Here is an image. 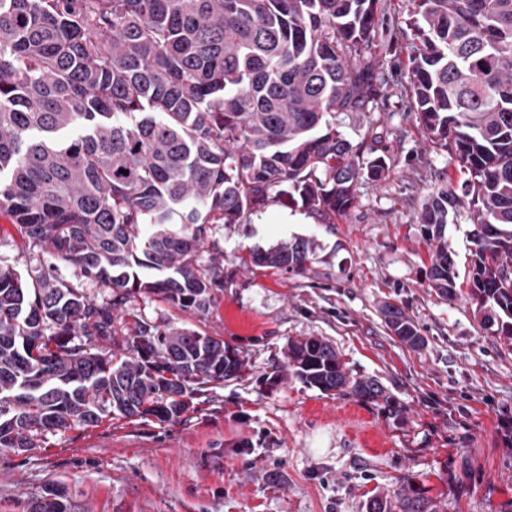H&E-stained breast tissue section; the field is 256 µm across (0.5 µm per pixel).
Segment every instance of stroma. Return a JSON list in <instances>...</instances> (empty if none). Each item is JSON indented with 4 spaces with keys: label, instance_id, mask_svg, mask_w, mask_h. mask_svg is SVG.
I'll return each mask as SVG.
<instances>
[{
    "label": "stroma",
    "instance_id": "stroma-1",
    "mask_svg": "<svg viewBox=\"0 0 512 512\" xmlns=\"http://www.w3.org/2000/svg\"><path fill=\"white\" fill-rule=\"evenodd\" d=\"M389 82L368 112H340L353 142L373 141L388 170L362 178L336 223L274 203L241 224H214L205 250L224 257V290L188 314L154 296L126 300L115 324L190 327L238 348V379L198 394L180 420L107 419L38 436L33 449H0V512H30L49 486L70 512H367L413 476L440 512H512V349L480 329L466 299L429 286L430 248L419 216L427 198L465 179L408 107V48H376ZM466 209L445 230L461 282L471 267ZM314 237L301 275L249 264L252 250ZM0 265L73 280L66 263L30 250L0 212ZM405 310L425 339L409 347L381 310ZM331 343L350 375L377 379L387 401L364 403L309 387L287 369L289 339Z\"/></svg>",
    "mask_w": 512,
    "mask_h": 512
}]
</instances>
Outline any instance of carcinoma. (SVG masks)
Returning a JSON list of instances; mask_svg holds the SVG:
<instances>
[{"label": "carcinoma", "mask_w": 512, "mask_h": 512, "mask_svg": "<svg viewBox=\"0 0 512 512\" xmlns=\"http://www.w3.org/2000/svg\"><path fill=\"white\" fill-rule=\"evenodd\" d=\"M406 22L410 110L468 176L474 234L470 299L512 347V0H412ZM385 0H0V211L21 235L112 291L97 305L54 276L0 266V448L106 418L171 422L203 388L246 367L231 344L195 329L138 322L135 294L202 314L224 288L203 259L206 226L241 224L288 200L334 224L384 157L336 128V113L379 97L371 62ZM128 174L121 173V170ZM459 200L430 196L420 224L431 288L458 297L444 239ZM312 237L254 250L251 263L302 274ZM401 342L424 344L400 307L382 309ZM112 341V350L96 343ZM288 368L324 392L401 407L354 378L329 343L288 341ZM401 512H439L412 478ZM54 488L32 512H59Z\"/></svg>", "instance_id": "cac0c4a2"}]
</instances>
